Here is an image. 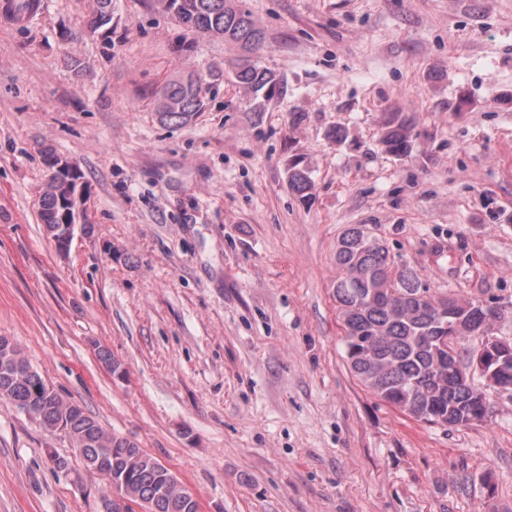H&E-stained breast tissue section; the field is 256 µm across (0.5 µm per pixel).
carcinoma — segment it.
Listing matches in <instances>:
<instances>
[{"mask_svg": "<svg viewBox=\"0 0 512 512\" xmlns=\"http://www.w3.org/2000/svg\"><path fill=\"white\" fill-rule=\"evenodd\" d=\"M186 28L238 46L246 56L233 66L231 77L255 93L275 90L274 73L248 54L260 49L265 35L241 8L239 0H158ZM112 19V0H96L87 28L98 30ZM204 81L188 74L167 83L157 108L159 122L183 125L205 106ZM413 118L391 112L380 138L397 157L412 152ZM288 187L302 201L310 199L312 181L301 161L288 166ZM88 223L76 198L45 191L39 217L47 234L62 235V212ZM335 298L343 322L346 362L359 382L380 399L417 421L469 425L489 411V393L512 391V361L495 363L494 383L464 380L470 365L461 361L462 339L480 336L490 308L474 301L436 295L404 267L390 274L388 250L354 226L336 249ZM456 336L448 342L446 335ZM0 400L32 415L49 433H68L88 472L106 481L112 495L104 512H199V504L178 478L155 457L128 439L106 431L77 403L65 400L34 370L21 350L0 336Z\"/></svg>", "mask_w": 512, "mask_h": 512, "instance_id": "carcinoma-1", "label": "carcinoma"}]
</instances>
